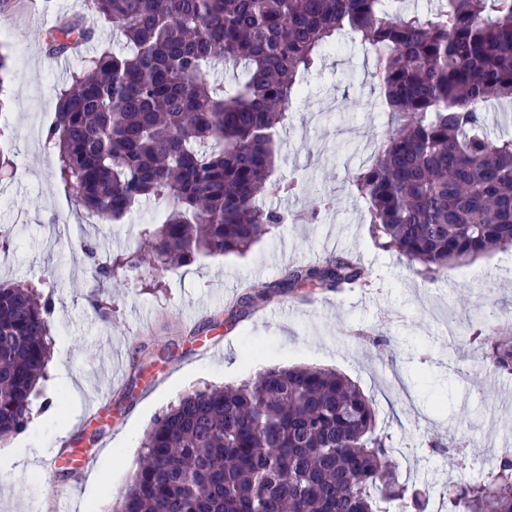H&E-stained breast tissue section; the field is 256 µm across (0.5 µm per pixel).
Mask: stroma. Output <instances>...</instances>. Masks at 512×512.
Listing matches in <instances>:
<instances>
[{
	"label": "stroma",
	"instance_id": "35a3bbf8",
	"mask_svg": "<svg viewBox=\"0 0 512 512\" xmlns=\"http://www.w3.org/2000/svg\"><path fill=\"white\" fill-rule=\"evenodd\" d=\"M82 20L83 0H0V281L30 283L51 297V361L31 398L24 429L0 454V512H113L137 468L147 430L186 394L236 385L270 365L314 366L346 375L370 397L401 479L435 496L453 476L456 449L472 472L491 470L512 437V374L498 373L471 341L474 323L512 334V251L483 254L424 278L399 253L372 241L370 218L350 184L372 163L388 127L372 110L370 47L337 35L300 77L282 131L277 174L295 182L263 207L291 212L244 254L204 257L175 270L100 262L139 246L161 203L143 202L92 234L96 258L75 241L83 211L55 175L45 135L60 93L86 58L119 49L111 27L84 53L49 55L60 17ZM333 200L318 219L321 197ZM351 255L366 284L354 293L300 286L274 290L288 269ZM222 341L223 355L209 351ZM74 448L93 465L47 473L44 462Z\"/></svg>",
	"mask_w": 512,
	"mask_h": 512
}]
</instances>
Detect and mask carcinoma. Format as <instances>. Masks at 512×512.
<instances>
[{
  "label": "carcinoma",
  "instance_id": "cac0c4a2",
  "mask_svg": "<svg viewBox=\"0 0 512 512\" xmlns=\"http://www.w3.org/2000/svg\"><path fill=\"white\" fill-rule=\"evenodd\" d=\"M91 24L50 31L55 54L110 25L126 52L104 51L71 75L46 140L79 207L106 225L143 199L166 203L142 248L154 265L243 253L282 221L257 201L292 182L272 175L278 131L298 92L347 30L374 51L391 126L353 176L371 237L434 279L490 249L512 248V138L491 139L482 112L512 103V0H85ZM241 69L232 83L212 70ZM346 256L288 269L278 288L359 283ZM50 299L0 284V440L21 430L50 357ZM495 370L512 374V336H485ZM372 401L332 370L270 366L237 386L170 407L146 432L140 467L116 512H402L426 505L390 460ZM448 480L459 512H512V458Z\"/></svg>",
  "mask_w": 512,
  "mask_h": 512
}]
</instances>
